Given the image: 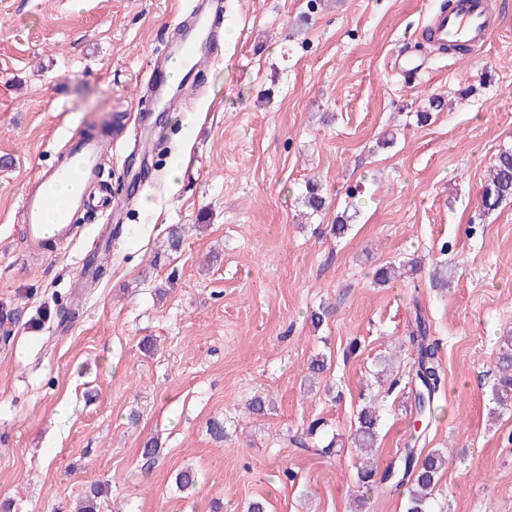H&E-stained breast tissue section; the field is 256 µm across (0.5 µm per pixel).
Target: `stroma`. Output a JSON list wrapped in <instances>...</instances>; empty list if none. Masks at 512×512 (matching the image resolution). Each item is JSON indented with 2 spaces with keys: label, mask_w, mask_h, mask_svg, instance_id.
Segmentation results:
<instances>
[{
  "label": "stroma",
  "mask_w": 512,
  "mask_h": 512,
  "mask_svg": "<svg viewBox=\"0 0 512 512\" xmlns=\"http://www.w3.org/2000/svg\"><path fill=\"white\" fill-rule=\"evenodd\" d=\"M224 2L214 23L235 36L203 62L204 96L153 113L135 82L193 0H0V501L71 512L107 481L97 512H246L257 499L268 512H405L407 489L358 488L351 435L375 391L378 466L403 450L415 408L397 380L419 306L445 373L425 441L450 455L432 512H512V402L493 396L512 350V200L478 208L512 147V0H493L499 29L465 55L424 43L443 0ZM401 57L421 71L394 69ZM432 97L448 106L420 123ZM147 119L161 140L149 159L131 149ZM102 129L103 178L114 199L135 198L120 233L101 240L89 214L71 244L30 258L24 183L67 138ZM310 178L329 200L311 216ZM93 253L107 272L82 300ZM412 258L418 272L374 282ZM318 354L331 366L310 391ZM256 394L266 414H249ZM314 423V449L281 443ZM185 470L198 481L183 491Z\"/></svg>",
  "instance_id": "obj_1"
}]
</instances>
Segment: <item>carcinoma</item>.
<instances>
[{
	"instance_id": "obj_1",
	"label": "carcinoma",
	"mask_w": 512,
	"mask_h": 512,
	"mask_svg": "<svg viewBox=\"0 0 512 512\" xmlns=\"http://www.w3.org/2000/svg\"><path fill=\"white\" fill-rule=\"evenodd\" d=\"M512 199V149L504 148L496 156L489 169L487 184L480 195L483 212L496 210L499 205ZM304 205L312 213L321 212L326 199L320 186L306 182ZM415 316L408 330L406 341L413 352V362L406 375V384L414 398L415 412L419 420L432 417L434 403L441 395L443 368L439 358V346L432 339L431 326L425 318L419 303H414ZM502 377L497 387L500 401L512 397V354L505 352L500 357ZM380 417L375 408L364 407L357 413V427L353 444L361 451L373 447ZM448 462L447 454L440 449L425 450L416 445H407L396 460L379 471L367 465L357 471L360 487L378 495L394 488L409 486L406 512H432L433 492L438 474ZM104 492L102 484L92 486L84 495L76 512H96L97 499Z\"/></svg>"
}]
</instances>
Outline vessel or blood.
<instances>
[{"label":"vessel or blood","mask_w":512,"mask_h":512,"mask_svg":"<svg viewBox=\"0 0 512 512\" xmlns=\"http://www.w3.org/2000/svg\"><path fill=\"white\" fill-rule=\"evenodd\" d=\"M194 14V25L184 36L177 53L187 80L169 86L159 107L165 112L181 111L183 105L198 94L200 83L194 78L201 64L209 59H220L224 53L222 41L210 21L209 8L221 5L222 0H199ZM454 11L435 13L427 26L426 39L434 47L447 46L456 41L470 46L483 44L497 25L491 0H458ZM110 142L78 137L69 139L66 148L55 162L41 169L24 184L19 213L25 235L32 250H42L50 240L65 241L72 233L79 214L106 208V199L93 191L99 168L106 154L111 153ZM68 183V196L53 199L59 183Z\"/></svg>","instance_id":"obj_1"}]
</instances>
